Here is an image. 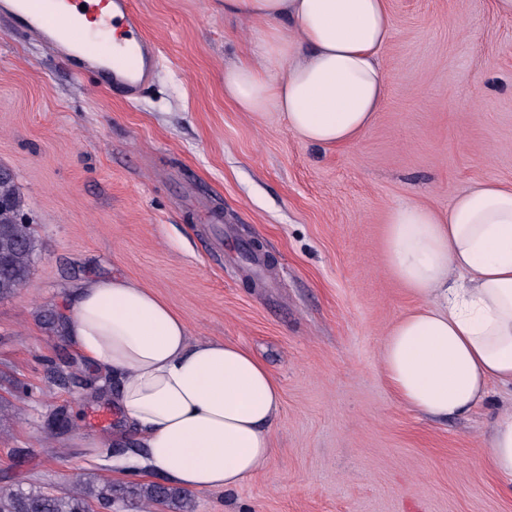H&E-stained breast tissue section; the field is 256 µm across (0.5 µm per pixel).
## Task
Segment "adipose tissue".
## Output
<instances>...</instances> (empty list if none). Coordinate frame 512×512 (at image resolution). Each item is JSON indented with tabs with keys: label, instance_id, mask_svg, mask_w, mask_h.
I'll use <instances>...</instances> for the list:
<instances>
[{
	"label": "adipose tissue",
	"instance_id": "ef3b65f1",
	"mask_svg": "<svg viewBox=\"0 0 512 512\" xmlns=\"http://www.w3.org/2000/svg\"><path fill=\"white\" fill-rule=\"evenodd\" d=\"M224 13L266 26L258 61L224 70L240 111L281 113L298 139L328 148L372 125L387 85L380 57L395 33L388 0H224ZM386 260L418 301L381 349L405 407L445 418L480 404L491 383L512 384V186L476 183L444 213L392 208ZM66 334L117 380L127 430L169 485L231 490L275 456L276 378L239 345L191 340L185 320L137 282L81 285ZM488 464L512 485V412L494 425Z\"/></svg>",
	"mask_w": 512,
	"mask_h": 512
}]
</instances>
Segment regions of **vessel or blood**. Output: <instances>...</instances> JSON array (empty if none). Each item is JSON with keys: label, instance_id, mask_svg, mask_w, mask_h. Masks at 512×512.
<instances>
[{"label": "vessel or blood", "instance_id": "1", "mask_svg": "<svg viewBox=\"0 0 512 512\" xmlns=\"http://www.w3.org/2000/svg\"><path fill=\"white\" fill-rule=\"evenodd\" d=\"M0 13L11 15L76 72L100 75L104 87L124 99L137 97L154 76L157 44L132 0H0ZM99 33L109 37L110 53L97 50Z\"/></svg>", "mask_w": 512, "mask_h": 512}]
</instances>
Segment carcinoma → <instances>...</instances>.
Wrapping results in <instances>:
<instances>
[{"mask_svg": "<svg viewBox=\"0 0 512 512\" xmlns=\"http://www.w3.org/2000/svg\"><path fill=\"white\" fill-rule=\"evenodd\" d=\"M38 242L26 224L23 201L13 175L0 169V298L8 297L31 274ZM134 501L142 512H157L162 504L179 505L180 512H192L188 494L174 487L157 484L114 486L97 485L81 477L74 478L61 493L41 487L0 489V512H87L94 503L103 508L112 502Z\"/></svg>", "mask_w": 512, "mask_h": 512, "instance_id": "obj_1", "label": "carcinoma"}]
</instances>
